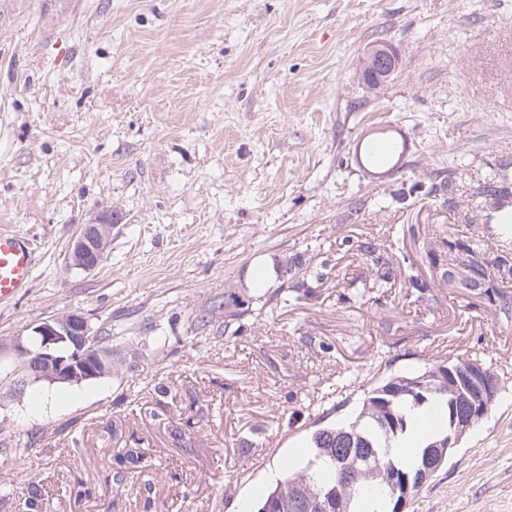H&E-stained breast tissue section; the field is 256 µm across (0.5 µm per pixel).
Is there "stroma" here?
Instances as JSON below:
<instances>
[{
	"mask_svg": "<svg viewBox=\"0 0 512 512\" xmlns=\"http://www.w3.org/2000/svg\"><path fill=\"white\" fill-rule=\"evenodd\" d=\"M377 40L402 64L372 92ZM509 53L512 0H0V230L36 251L0 338L78 311L140 352L15 397L0 359V512H27L34 483L50 512H256L314 421L347 423L372 379L435 356L480 360L500 389L406 512H512V324L444 288L416 300L400 272L381 287L358 250H406L426 276L450 227L512 252L481 192L495 173L512 190ZM384 136L396 166H361ZM106 209L103 262L70 267ZM291 261L331 274L293 301ZM131 448L145 460L116 482ZM401 62L396 48L387 41L369 45L361 57L358 76L368 89L376 90L386 84L387 79Z\"/></svg>",
	"mask_w": 512,
	"mask_h": 512,
	"instance_id": "1",
	"label": "stroma"
}]
</instances>
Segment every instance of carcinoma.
<instances>
[{"instance_id": "cac0c4a2", "label": "carcinoma", "mask_w": 512, "mask_h": 512, "mask_svg": "<svg viewBox=\"0 0 512 512\" xmlns=\"http://www.w3.org/2000/svg\"><path fill=\"white\" fill-rule=\"evenodd\" d=\"M443 244L450 255L485 251L482 243L459 229L449 230ZM367 252L373 256V265L384 270L382 279L388 280L397 257L378 253L374 247L367 248ZM471 265L478 277L488 281V288L499 300L495 311L502 322L512 323V290L502 280L490 281L487 266L474 260ZM446 362V358L436 360L421 369L392 373L375 382L364 394L355 419L348 424H325L318 419L310 435L313 456L302 466L285 462L283 477L256 512H301L295 502V489L306 498L338 500L343 512H353L351 504L356 498L385 501L388 507L383 512H398L404 485L417 488L426 456L437 443L453 434L452 426H447L444 435L419 449L414 466L406 467L392 454L390 440L405 432L408 412L439 403L449 422L453 412L464 413L461 405L452 409L447 385L430 374V370Z\"/></svg>"}]
</instances>
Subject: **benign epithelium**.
Instances as JSON below:
<instances>
[{"label":"benign epithelium","mask_w":512,"mask_h":512,"mask_svg":"<svg viewBox=\"0 0 512 512\" xmlns=\"http://www.w3.org/2000/svg\"><path fill=\"white\" fill-rule=\"evenodd\" d=\"M401 62L396 48L387 41L369 45L361 57L358 76L371 90L386 84ZM112 213L81 225L68 254L70 266L90 273L104 259L112 237ZM433 278L444 288L469 299L486 298V285L476 277L467 258H457L444 266L433 265ZM15 355L13 393L20 394L33 383L78 385L136 366L132 351L118 353L96 343L92 327L83 314L62 311L32 327L29 334L0 343ZM468 381H462L457 368H441L438 377L448 384V392L461 398L467 409L458 422L457 437H462L474 422L482 419L497 395L498 380H489L480 367L467 369Z\"/></svg>","instance_id":"obj_1"}]
</instances>
